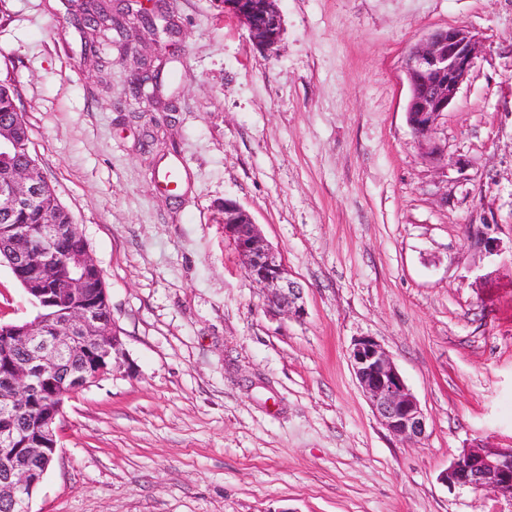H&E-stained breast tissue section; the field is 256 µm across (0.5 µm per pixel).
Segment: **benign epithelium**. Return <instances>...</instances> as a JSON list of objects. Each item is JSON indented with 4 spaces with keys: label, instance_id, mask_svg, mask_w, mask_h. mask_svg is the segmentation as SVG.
Listing matches in <instances>:
<instances>
[{
    "label": "benign epithelium",
    "instance_id": "obj_1",
    "mask_svg": "<svg viewBox=\"0 0 512 512\" xmlns=\"http://www.w3.org/2000/svg\"><path fill=\"white\" fill-rule=\"evenodd\" d=\"M224 13L238 19L249 31L256 47L271 52L279 45L283 23L278 0H221ZM480 54L479 37L466 27H450L431 33L416 47L405 63L409 82L407 122L428 156L445 160L444 147L436 140L438 122L454 102L459 89L474 68ZM39 177L30 166H15L0 183V213L10 215L39 199ZM224 235L233 243L251 282L263 293L267 309L294 319H302L301 288L288 277L282 257L262 236L251 214L233 201H224ZM54 259L50 243L28 242L25 265L40 270ZM7 266L28 295L37 315L30 321L0 324V346L5 352L17 348L29 355L25 367L15 371L10 407H23L28 396L40 391L48 371L62 378L71 392L87 388L81 374L63 366L76 350L80 333L94 329L95 313L86 305L72 308L46 327L39 298L48 293L37 288V278L19 273L15 256L0 261ZM350 363L355 378L380 424L394 437L420 439L426 432L423 410L408 388L389 353L370 336L352 344ZM61 409L47 404L39 420L27 454L40 460L41 468L8 467L0 478V499L11 502L17 512H29V501L41 485L57 453V419ZM450 489H489L512 501V448H470L459 455L439 475Z\"/></svg>",
    "mask_w": 512,
    "mask_h": 512
}]
</instances>
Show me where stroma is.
<instances>
[{"instance_id":"35a3bbf8","label":"stroma","mask_w":512,"mask_h":512,"mask_svg":"<svg viewBox=\"0 0 512 512\" xmlns=\"http://www.w3.org/2000/svg\"><path fill=\"white\" fill-rule=\"evenodd\" d=\"M158 2L174 35L94 59L58 24L74 0H0V82L133 366L64 402L31 512H512L439 481L463 449L512 447V0H279L273 53L219 0ZM455 26L483 51L439 122L442 163L406 123L404 63ZM140 57L172 114L129 95ZM226 200L281 253L303 320L267 312ZM34 316L1 266L0 323ZM360 336L419 400L423 439L374 417Z\"/></svg>"}]
</instances>
